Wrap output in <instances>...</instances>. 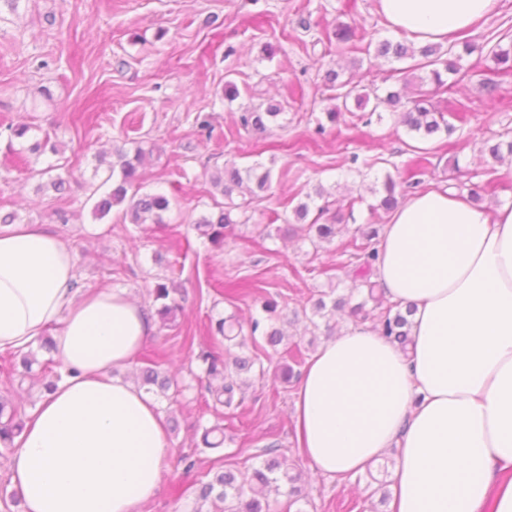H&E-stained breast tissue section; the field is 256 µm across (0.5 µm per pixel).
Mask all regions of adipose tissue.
<instances>
[{"label":"adipose tissue","mask_w":512,"mask_h":512,"mask_svg":"<svg viewBox=\"0 0 512 512\" xmlns=\"http://www.w3.org/2000/svg\"><path fill=\"white\" fill-rule=\"evenodd\" d=\"M498 0H378L389 28L444 43ZM373 281L410 307L399 346L350 328L293 392L298 445L342 480L392 457L393 512H512V207L412 195L378 243ZM76 254L36 224L0 225V351L58 326L64 379L11 443L23 512H138L172 444L158 406L119 377L155 329L126 292L77 285Z\"/></svg>","instance_id":"1"}]
</instances>
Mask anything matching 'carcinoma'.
<instances>
[{
  "label": "carcinoma",
  "instance_id": "cac0c4a2",
  "mask_svg": "<svg viewBox=\"0 0 512 512\" xmlns=\"http://www.w3.org/2000/svg\"><path fill=\"white\" fill-rule=\"evenodd\" d=\"M456 44L450 43L443 49L439 45H427L421 48L420 54L426 59L425 67H431L429 81L435 89L447 91L453 87L443 79V74L457 76L461 73L462 53L455 51ZM409 47L402 43L383 41L376 47V54L382 57L402 59L408 56ZM490 55L496 65L504 70H512V45L494 47ZM279 115V106L268 105L265 109L253 108L239 115V125L255 133H264L268 130V122ZM401 123L411 132L420 136H430L441 130L452 134L455 130L446 119V113L435 108L428 95L422 94L412 100V106L402 112ZM115 161L109 164L106 180L112 182V189L93 206L95 217L102 219L108 215L112 208L123 207V223L139 227L150 222L152 224L164 223V214L171 206V200L163 191H144L140 169L146 158L145 149L137 145L134 149L117 147L113 151ZM271 169L257 164L242 172L231 166L212 176L213 186L221 189L222 195L232 199L234 193H252L258 189L266 191L271 183ZM400 183L391 175H386L382 182L383 196L379 207L391 211L398 205L400 196ZM218 212H208L195 220L194 228L200 236L206 238L212 245L224 246V229L231 223V210L225 204L214 202ZM329 203L317 208L318 217L307 227V234L311 242L316 244L330 241L336 236L337 225L342 223L341 214L332 217V221L322 223L320 217L329 212ZM359 236L354 238L349 246L354 249L353 257L359 264L353 271V288L345 297H339L326 302L319 297L312 307V318L309 319L313 328H319L315 318H326L338 310L348 309L349 316L362 325L366 321L374 322L373 330L387 337L391 341L404 347L409 342V320L407 316L394 306H383V293L378 284L371 280V269L377 259V243L379 229L374 224H363L357 229ZM264 316L250 318L248 325L250 336H255L262 323L272 322L280 318L278 302L266 300L262 304ZM205 368V389L212 396L214 404L226 408L234 405L235 395L241 386L235 380H226V362L224 356L216 351L209 350L201 354ZM234 369L249 372L259 367V374H264V366L260 365L259 354L249 357H236L233 362ZM141 385L148 391L167 393L172 387L169 377L161 375L155 368H148L141 375ZM24 421L18 417L15 407L5 398L0 399V443H7L13 435L22 429ZM279 449L271 446L264 449L268 459L255 467L249 473L237 475L231 471L216 474L214 479L204 483L199 488L198 500L211 502L214 512H270V503L267 493L285 489L288 497V506H293L302 500L301 489L298 483L301 472L296 465L283 466L279 459Z\"/></svg>",
  "mask_w": 512,
  "mask_h": 512
}]
</instances>
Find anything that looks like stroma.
Instances as JSON below:
<instances>
[{
    "label": "stroma",
    "instance_id": "obj_1",
    "mask_svg": "<svg viewBox=\"0 0 512 512\" xmlns=\"http://www.w3.org/2000/svg\"><path fill=\"white\" fill-rule=\"evenodd\" d=\"M340 21L354 27V48L321 42L322 31ZM394 37L377 0H19L17 9H0V214L15 213L18 223L59 234L76 254L79 286L126 290L150 313L167 266L184 267L169 282L180 306L176 321L157 324L129 368L136 378L155 361L178 382L177 390L157 399L176 428L160 489L141 512H190L201 483L223 470L260 466L270 445L303 473V512H390L381 500L388 462L339 482L314 472L296 446L294 386L283 382L281 370L302 372L317 344L352 324L340 311L313 334L301 311L318 294L347 293L351 264L342 246L360 225L386 224L378 180L397 174L414 156L427 159L418 190L465 196L475 189L482 208L512 205V164L480 151L482 141L512 140V71L467 55L464 80L451 93H438L417 80L414 59L371 52L372 44ZM330 72L362 94L399 89L410 99L424 91L439 106L451 96L468 103L469 114L453 134L422 138L390 109L364 118L355 98H337L330 89ZM488 80L498 86L491 105L483 90ZM228 81L239 88L236 99L224 96ZM271 103L282 112L264 135L240 127V112ZM334 108L342 114L336 124L327 117ZM199 114L207 129L196 124ZM20 124L29 127L25 137L11 136ZM46 138L56 152L30 153ZM132 140L148 151V189L165 191L173 202L164 223L130 234L119 210L94 219L89 186L102 180L95 172L98 157H111L116 144ZM355 155L367 169H351ZM258 162L272 171L270 190L235 197L223 247L201 244L192 224L213 207L211 173ZM51 164L71 173L64 192L47 188L40 175ZM320 186L346 219L335 240L317 248L304 224L291 223L284 232L274 219L293 215ZM243 278L283 304L278 326L284 341L266 349L263 372L247 374L241 404L228 411L214 407L198 356L214 340L211 320L258 315L252 297L222 295L225 283ZM36 355L26 377L8 352H0V396L24 419L60 370L45 350ZM219 418L223 449L200 446L195 426Z\"/></svg>",
    "mask_w": 512,
    "mask_h": 512
}]
</instances>
